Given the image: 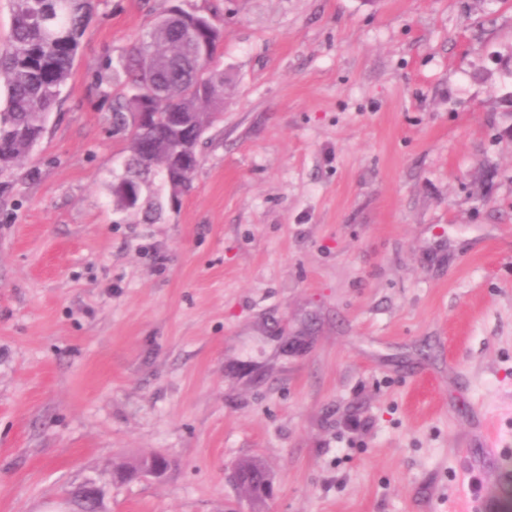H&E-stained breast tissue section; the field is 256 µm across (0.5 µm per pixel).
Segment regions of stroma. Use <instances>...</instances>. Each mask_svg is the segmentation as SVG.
I'll use <instances>...</instances> for the list:
<instances>
[{
    "label": "stroma",
    "instance_id": "1",
    "mask_svg": "<svg viewBox=\"0 0 512 512\" xmlns=\"http://www.w3.org/2000/svg\"><path fill=\"white\" fill-rule=\"evenodd\" d=\"M98 0L0 178V512H503L512 493V0H186L224 24L193 188L115 206ZM160 451L163 480L113 464ZM247 475L257 477L259 482H250L245 478ZM231 479L240 489L243 486L247 489V498L252 504L265 502L273 495V481L268 470L253 466L248 460L242 459L233 464Z\"/></svg>",
    "mask_w": 512,
    "mask_h": 512
}]
</instances>
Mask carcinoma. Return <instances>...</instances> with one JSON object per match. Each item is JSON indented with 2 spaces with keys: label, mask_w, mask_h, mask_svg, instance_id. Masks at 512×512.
<instances>
[{
  "label": "carcinoma",
  "mask_w": 512,
  "mask_h": 512,
  "mask_svg": "<svg viewBox=\"0 0 512 512\" xmlns=\"http://www.w3.org/2000/svg\"><path fill=\"white\" fill-rule=\"evenodd\" d=\"M96 0H12L7 47L0 50V174L19 168L42 139L46 121L69 80L86 24ZM209 17L194 9H168L140 36L131 50L109 64L120 87L112 103V126L125 130L124 113L156 112L161 123L188 112L198 123L224 108V72L218 69L220 46ZM183 146L169 128L147 161L138 144L127 143L129 174L147 183Z\"/></svg>",
  "instance_id": "1"
}]
</instances>
